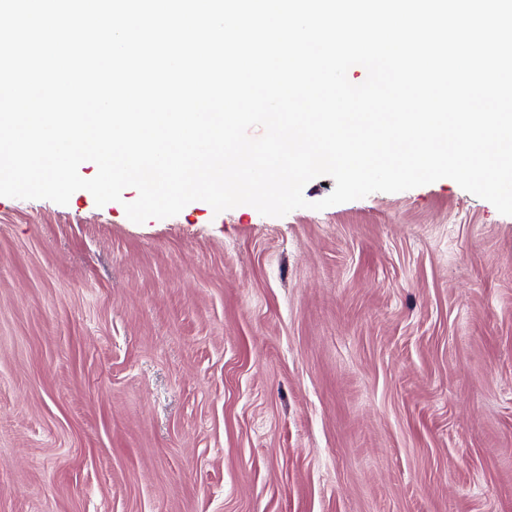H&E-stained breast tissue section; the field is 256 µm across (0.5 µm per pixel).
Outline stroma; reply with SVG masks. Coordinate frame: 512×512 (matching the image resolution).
I'll return each mask as SVG.
<instances>
[{"label":"stroma","instance_id":"1","mask_svg":"<svg viewBox=\"0 0 512 512\" xmlns=\"http://www.w3.org/2000/svg\"><path fill=\"white\" fill-rule=\"evenodd\" d=\"M0 197V512H512V216Z\"/></svg>","mask_w":512,"mask_h":512}]
</instances>
